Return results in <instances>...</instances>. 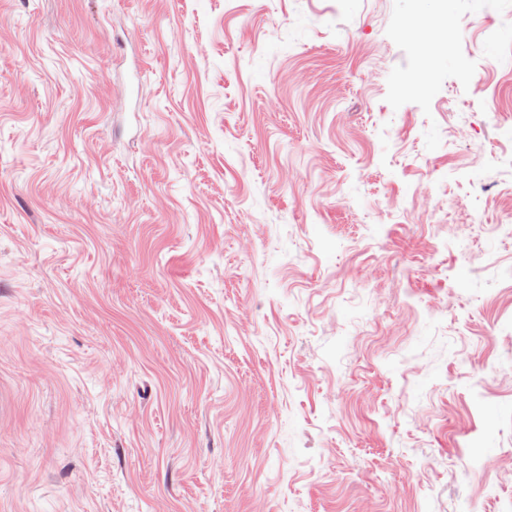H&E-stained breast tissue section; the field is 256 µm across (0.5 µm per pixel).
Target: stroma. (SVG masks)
Segmentation results:
<instances>
[{"mask_svg": "<svg viewBox=\"0 0 512 512\" xmlns=\"http://www.w3.org/2000/svg\"><path fill=\"white\" fill-rule=\"evenodd\" d=\"M512 0H0V512H512Z\"/></svg>", "mask_w": 512, "mask_h": 512, "instance_id": "35a3bbf8", "label": "stroma"}]
</instances>
